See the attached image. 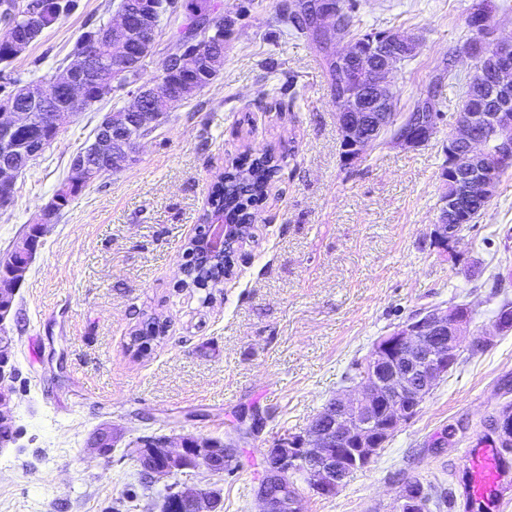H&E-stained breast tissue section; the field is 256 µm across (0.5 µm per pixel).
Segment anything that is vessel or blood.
Returning a JSON list of instances; mask_svg holds the SVG:
<instances>
[{"mask_svg": "<svg viewBox=\"0 0 512 512\" xmlns=\"http://www.w3.org/2000/svg\"><path fill=\"white\" fill-rule=\"evenodd\" d=\"M459 484L471 512H503L512 491V464L507 463L496 442L485 438L464 453Z\"/></svg>", "mask_w": 512, "mask_h": 512, "instance_id": "1", "label": "vessel or blood"}]
</instances>
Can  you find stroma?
Here are the masks:
<instances>
[{
    "instance_id": "1",
    "label": "stroma",
    "mask_w": 512,
    "mask_h": 512,
    "mask_svg": "<svg viewBox=\"0 0 512 512\" xmlns=\"http://www.w3.org/2000/svg\"><path fill=\"white\" fill-rule=\"evenodd\" d=\"M226 20L224 64L168 112L129 168L90 183L46 225L4 327L14 338L7 411L19 430L0 450V512H157L139 481L137 440L214 439L237 450L230 471L180 483L219 493L221 512H259V482L278 439L304 434L348 388L355 361L415 313L465 303L473 335L493 332L512 301V168L453 252L433 237L448 138L475 73L463 47L472 0H354L365 32L396 30L418 50L392 76L395 110L436 93V134L405 148L384 135L342 156L338 106L319 47L281 22L289 0H211ZM118 0H77L25 51L0 62V87L50 80L77 38ZM162 15L137 83H152L185 23ZM130 88L67 118L57 141L17 178L0 209V253L40 220L70 160ZM275 151L281 168L255 207L251 238L216 288H184L186 263L226 161ZM164 332L139 350L149 318ZM463 352L418 413L330 498L301 485L299 512H397L404 488H458L464 450L512 403V331Z\"/></svg>"
}]
</instances>
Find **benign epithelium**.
I'll use <instances>...</instances> for the list:
<instances>
[{"instance_id": "obj_1", "label": "benign epithelium", "mask_w": 512, "mask_h": 512, "mask_svg": "<svg viewBox=\"0 0 512 512\" xmlns=\"http://www.w3.org/2000/svg\"><path fill=\"white\" fill-rule=\"evenodd\" d=\"M161 5L156 0H120L111 23L77 57L71 74L43 82L16 85L0 98V205L5 207L14 195L20 174L19 162H33L47 148L44 141L28 147L19 132L28 127L32 113L46 111L45 121L56 131L65 118L86 110L96 103L88 95L89 86L112 88L137 70L152 49L156 38V21ZM291 12L307 14L312 30L322 42L330 34L344 36V22L339 12L328 9L324 0H303V7L288 6ZM45 25L42 14L24 13L23 31L40 34ZM196 52L183 50L166 57L163 76L182 74L197 60V66L212 69L224 61L223 37L208 17L198 19L196 31L189 39ZM109 49V54L101 51ZM415 40L398 31L380 33L370 41L366 55L375 62L371 77L364 83L352 69L354 49L347 45L331 54L341 78V92L336 114L339 133L347 157L360 158L367 146L380 138V131L394 121V96L389 77L408 56L416 54ZM475 72L483 82L492 109L468 112L448 137V187L439 205L434 235L438 243L450 249L459 240L457 227L448 223V215L457 213L463 202L487 200L498 183L488 168L482 132L491 128L497 134L498 157L512 162V42L498 43L497 53L474 56ZM200 85L184 82L179 94L162 93L155 84H144L133 93L131 103L119 116L102 125V134L88 143L80 161L73 163L75 179L84 182L92 174V161L110 157L114 166L122 167L136 159L141 139L155 130L164 112L176 107ZM438 120L430 105L423 102L412 126L394 135V142L405 147L424 144L437 132ZM59 197L46 207L42 222L34 225L35 234L26 235L13 250L0 255V284H9L14 293L25 279L27 270L17 266L14 254L21 252L34 258L41 246L43 227L53 216ZM13 301L0 294V447L7 448L17 439L11 418L1 412L13 391L5 384L13 373L11 364L13 337L1 328L10 316ZM467 309L453 305L422 311L381 337L355 387L332 400L323 411L324 419L313 423L303 435L283 438L269 454L267 467L257 496L261 512H280L279 498L267 493V486L279 482L296 467L303 466L310 488L318 495L331 497L343 485L341 469L369 462L374 450L384 446L397 427L412 418L436 383L448 375L464 347L479 348L490 344L494 335L485 333L467 340L470 326ZM215 445L194 437L180 438L179 448L172 441L138 442L137 456L154 455L164 465L139 470L144 484L185 474L199 468L214 471L219 465L213 453ZM218 496L198 487H166L160 512H218ZM401 512H426L425 502L404 489L399 496Z\"/></svg>"}]
</instances>
